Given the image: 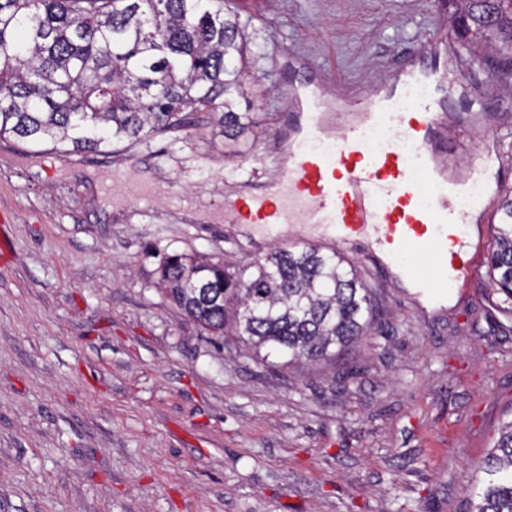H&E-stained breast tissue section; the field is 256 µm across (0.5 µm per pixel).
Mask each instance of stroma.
I'll return each mask as SVG.
<instances>
[{
	"instance_id": "obj_1",
	"label": "stroma",
	"mask_w": 512,
	"mask_h": 512,
	"mask_svg": "<svg viewBox=\"0 0 512 512\" xmlns=\"http://www.w3.org/2000/svg\"><path fill=\"white\" fill-rule=\"evenodd\" d=\"M255 30L246 80L262 131L225 155L207 117L134 151L24 158L0 139V512H469L475 468L512 419V315L487 266L444 305L341 250L377 327L333 368L271 373L215 343L157 286L165 259L231 266L316 243L221 203L284 146L285 55L348 79L419 40L459 39L440 0H234ZM149 181V205L132 201Z\"/></svg>"
}]
</instances>
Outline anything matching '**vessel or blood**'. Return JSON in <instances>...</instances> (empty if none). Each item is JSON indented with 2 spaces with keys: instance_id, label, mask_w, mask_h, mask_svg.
<instances>
[{
  "instance_id": "obj_1",
  "label": "vessel or blood",
  "mask_w": 512,
  "mask_h": 512,
  "mask_svg": "<svg viewBox=\"0 0 512 512\" xmlns=\"http://www.w3.org/2000/svg\"><path fill=\"white\" fill-rule=\"evenodd\" d=\"M448 54L447 45L432 37L398 66L374 68L359 83L319 64L307 68L288 99L287 163L260 193L225 199V216L266 230L314 224L331 244L360 240L369 229L379 265L403 267L420 288L448 291L469 280L480 265L496 204L486 193L467 206L462 200L502 169L489 151L457 169L445 130L488 124L485 103L497 88L484 87L469 114L453 113L443 94L441 65ZM420 83L431 87V95L405 101L407 90ZM338 117L348 131L335 138L328 130ZM380 126L389 127L390 138L370 144L368 133ZM423 255L436 260V282L418 276Z\"/></svg>"
}]
</instances>
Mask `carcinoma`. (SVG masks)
Listing matches in <instances>:
<instances>
[{
  "label": "carcinoma",
  "mask_w": 512,
  "mask_h": 512,
  "mask_svg": "<svg viewBox=\"0 0 512 512\" xmlns=\"http://www.w3.org/2000/svg\"><path fill=\"white\" fill-rule=\"evenodd\" d=\"M231 0H0V138L37 158L134 149L205 112L229 153L256 126L243 81L250 41ZM449 21L492 76L512 78V0H448ZM488 261L512 301V190L498 204ZM161 285L181 312L218 338L268 359L271 371L334 366L375 325L355 268L315 245L276 248L235 274L222 263L169 256ZM473 512H512V419L476 466Z\"/></svg>",
  "instance_id": "cac0c4a2"
}]
</instances>
